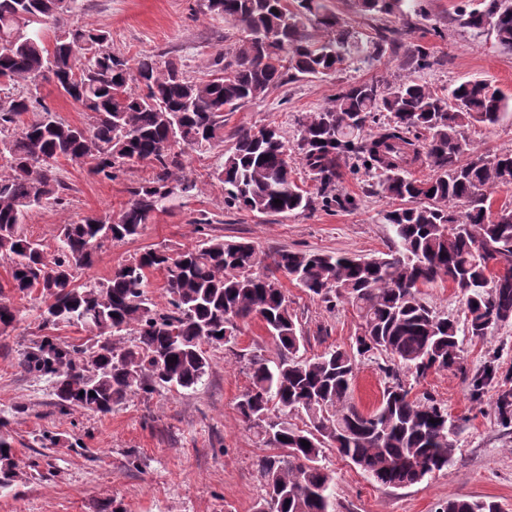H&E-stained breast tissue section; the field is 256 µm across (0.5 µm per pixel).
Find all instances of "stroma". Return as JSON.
<instances>
[{"instance_id": "35a3bbf8", "label": "stroma", "mask_w": 512, "mask_h": 512, "mask_svg": "<svg viewBox=\"0 0 512 512\" xmlns=\"http://www.w3.org/2000/svg\"><path fill=\"white\" fill-rule=\"evenodd\" d=\"M481 3L426 0L425 16L407 17L364 16L349 0H333L345 24L372 39L396 32L397 47L369 64L299 78L226 114L225 146H232L237 129L268 124L296 139L297 117L328 105L350 83L414 79L440 91L477 79L512 98V53L498 47L491 31L477 34L458 20L460 7L471 10ZM67 19L106 28L112 51L127 59L168 54L194 79L208 78L213 59L240 37L223 17L207 10L204 0H76ZM416 44L429 51L430 68L419 70L409 62L407 50ZM467 138L474 155L512 151V114L493 126L469 127ZM216 164L211 153L187 156L185 171L198 180L194 195L172 199L136 239L99 250L84 278L108 277L125 259L149 248L195 247L202 238L196 221L204 216L212 220L211 234L251 242L266 254L279 249L363 257L386 252L389 229L382 213L391 201L373 178L343 168L338 189L357 201L348 210L261 215L225 206L224 187L212 176ZM57 172L69 187L66 201L33 210L25 226L28 236L49 248L56 225L119 213L128 187L147 178L150 168L136 164L109 181L89 175L87 165L63 160ZM8 280L0 262V297L22 312L14 327L0 332V432L15 440L22 479L0 492V512H110L115 505L123 512H254L264 494L258 461L271 449L242 421L238 403L249 386L250 358L274 361L279 355L259 321L243 326L233 350L211 352L210 369L195 389L161 388L148 397L130 396L107 414L64 415L55 406L53 378L21 365L24 353L44 334L41 301L34 294L14 293ZM284 286L306 339L305 357L354 346L359 320L351 306L331 310L295 282ZM463 348L462 369L430 373L412 389L414 396L427 394L447 407L456 424L454 462L422 483L395 488L326 451L323 463L336 474V498L346 512H435L440 502L456 497L494 501L502 512H512V432L502 428L493 409L498 395L512 389V322L485 338L465 339ZM490 360L498 368V381L473 398L470 379ZM387 363L379 353L359 359L353 398L360 409L370 410L381 399ZM46 433L58 438V445L42 447L39 439Z\"/></svg>"}]
</instances>
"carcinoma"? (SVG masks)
<instances>
[{
    "label": "carcinoma",
    "mask_w": 512,
    "mask_h": 512,
    "mask_svg": "<svg viewBox=\"0 0 512 512\" xmlns=\"http://www.w3.org/2000/svg\"><path fill=\"white\" fill-rule=\"evenodd\" d=\"M74 2L0 0V261L8 265L15 293L39 294L43 329L79 325L92 336L80 348L46 335L22 365L55 379L60 412L106 414L130 395L196 388L210 368L206 347H232L240 326L258 319L280 355L273 363L250 360V385L238 409L262 442L280 452L258 463L265 495L255 512H337L336 476L321 464L328 447L386 486L415 485L448 467L456 452L448 409L425 394L411 397L391 367L379 405L359 409L352 397L357 357L385 354L419 380L459 367V335L482 338L512 319V209L489 220V189L512 185V152L464 159L465 130L498 123L508 98L484 80L441 95L409 79L362 83L298 117L291 146L275 125L234 134L233 147L213 171L227 207L262 215L353 207L354 198L336 192L341 164L352 160L353 169L373 175L398 202L382 216L390 236L381 256L288 249L263 256L249 242L207 235L188 250L149 248L108 277L78 284L98 250L135 239L170 200L192 196L197 184L186 175L184 159L223 146L224 113L293 78L379 60L386 49L344 24L330 0H207L208 11L253 38L215 58L213 77L198 81L159 55L132 62L113 53L108 31L67 22ZM352 6L364 14L423 13L421 0H352ZM459 17L467 28L490 29L498 46L512 52V0H485L483 8ZM310 26L323 38H313ZM20 80L30 85L26 95L12 93ZM43 80L89 122H66L45 104L23 120ZM378 112L384 121L365 134ZM61 158L87 164L100 179L113 180L141 162L151 173L128 188L118 214L57 225L48 249L24 226L33 209L64 202L68 186L56 171ZM425 161L433 176L414 178L411 169ZM294 162L312 175L314 191L294 181ZM153 271L164 276V309L147 295ZM282 275L331 309L346 303L356 311V350L300 355L305 338ZM438 282L463 295V322L424 301L421 288ZM21 316L0 300L1 329ZM497 373L494 362L485 363L470 380L472 395L480 397ZM495 408L501 425L512 427V391L502 392ZM293 414L305 417L303 426L288 421ZM407 459L415 460L417 474L397 471ZM19 478L13 438L1 433L0 490ZM439 512L499 508L460 497Z\"/></svg>",
    "instance_id": "1"
}]
</instances>
